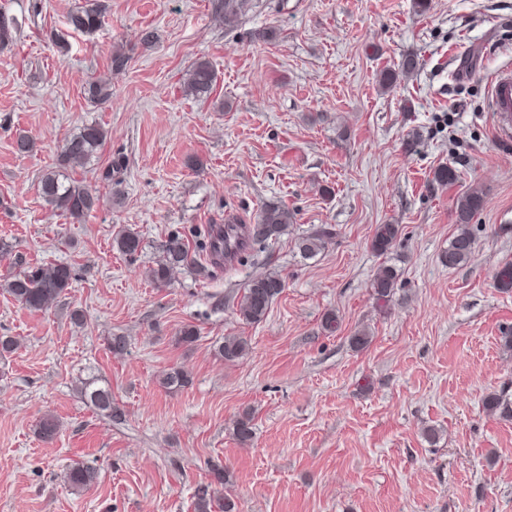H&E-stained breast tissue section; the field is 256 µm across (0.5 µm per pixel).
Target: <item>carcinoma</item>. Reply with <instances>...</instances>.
Wrapping results in <instances>:
<instances>
[{
  "label": "carcinoma",
  "mask_w": 512,
  "mask_h": 512,
  "mask_svg": "<svg viewBox=\"0 0 512 512\" xmlns=\"http://www.w3.org/2000/svg\"><path fill=\"white\" fill-rule=\"evenodd\" d=\"M215 13L231 23L236 21L248 8V0H213ZM106 6L102 0H85V4L71 11L67 16V25L75 32L91 34L102 24ZM216 84V75L212 64L206 59L194 63L187 73L184 88L186 94L196 97H209ZM85 92L95 102H106L112 98V86L102 80L87 82ZM106 131L102 126L84 124L78 131L65 140L57 155L54 167L46 170L38 182V192L46 204L69 218L71 223L80 224L97 208L99 199L85 185L73 180L69 183L61 179L60 170L83 168L97 157L106 141ZM485 204L483 191L472 187L456 200L454 214L456 231L443 255V261L450 267L464 265L471 261L475 252L476 237L473 220L483 210ZM292 214L282 205H266L255 224H225L211 234L209 251L216 261L224 259V250L232 249V255H240L251 244L277 240L288 231ZM397 224H379L371 241V248L379 255L391 250L399 236ZM331 232L317 231L302 236L295 242V248L304 258L318 254L325 246ZM113 247L122 255L132 258L142 249L140 235L130 228L120 230L113 238ZM191 262L189 250L182 238L171 235L161 245L160 259L148 270V279L157 288L170 285L175 270ZM74 280L72 268L63 263H49L30 267L3 279L0 288L8 293L24 308L41 312L49 303L71 287ZM397 281L396 270L384 265L376 272L372 288L376 300L384 304L391 301ZM285 288L280 274L269 272L252 279L244 288L237 303V314L247 324H259L266 319L274 300ZM249 349V342L243 336H226L218 347V353L226 362L242 358ZM189 383V375L183 369L175 367L162 375V386L182 388ZM81 396L99 412L109 418L121 416L120 409L112 400L109 388L95 386V380L81 382ZM485 406L506 420H512V402L504 394L491 393L485 398ZM59 431V423L52 416H45L37 425L36 433L44 440L53 439ZM238 442L248 445L253 439L251 418L247 415L238 419L234 426ZM98 478V470L89 463L77 462L66 473V482L75 489L90 487ZM230 483V472L221 465L211 466V481L199 485L194 493V512H235V502L229 498H220L217 487Z\"/></svg>",
  "instance_id": "carcinoma-1"
}]
</instances>
